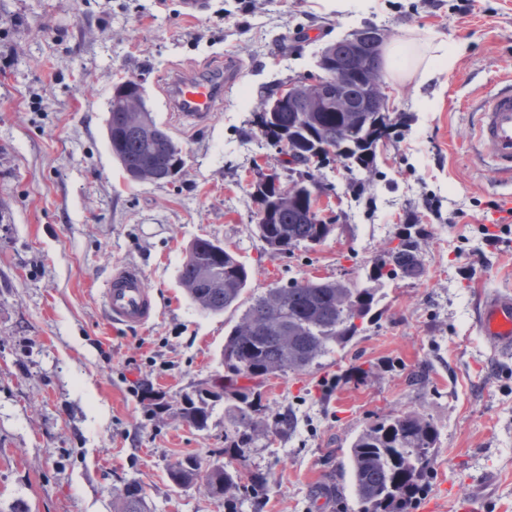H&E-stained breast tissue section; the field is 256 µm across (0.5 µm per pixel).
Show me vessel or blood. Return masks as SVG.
<instances>
[{
    "label": "vessel or blood",
    "mask_w": 512,
    "mask_h": 512,
    "mask_svg": "<svg viewBox=\"0 0 512 512\" xmlns=\"http://www.w3.org/2000/svg\"><path fill=\"white\" fill-rule=\"evenodd\" d=\"M237 77V70L230 66L209 75L176 72L167 94L168 106L186 121L207 124L224 96L225 83ZM475 138L488 148L496 173L512 178V83L481 102ZM103 307L112 327L124 330L144 327L157 313L156 299L145 286L143 272L130 265L113 268L103 292ZM475 318L482 336L501 352L512 351V294L492 292L482 296Z\"/></svg>",
    "instance_id": "b4317fda"
}]
</instances>
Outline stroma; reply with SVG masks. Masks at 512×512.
Listing matches in <instances>:
<instances>
[{"label": "stroma", "instance_id": "35a3bbf8", "mask_svg": "<svg viewBox=\"0 0 512 512\" xmlns=\"http://www.w3.org/2000/svg\"><path fill=\"white\" fill-rule=\"evenodd\" d=\"M0 0V512H116L138 482L150 512H224L202 483L174 487L170 468L247 463L267 478L262 512H358L340 464L377 417L413 409L438 425L434 476L413 512H460L486 474L483 512H512V354L474 326L485 290L512 291V183L475 139L476 109L512 80V0ZM373 24L448 63L388 82L395 125L373 173L341 163L318 178L335 229L315 247L270 250L258 237L250 182L287 178L252 125L271 89L315 72L325 45ZM234 60L239 79L211 121L166 104L179 69ZM138 79L149 109L182 147L164 184L128 182L105 133L114 86ZM417 225L425 268L385 281L382 300L343 350L260 386L295 419L273 443L224 450V404L205 429L176 416L225 375L233 311L205 313L178 269L198 236L221 241L251 272V294L301 278L356 281ZM498 242L485 244L489 227ZM141 268L158 314L112 331L102 295L114 265ZM375 366L361 380L356 367ZM423 372L420 383L412 374Z\"/></svg>", "mask_w": 512, "mask_h": 512}]
</instances>
